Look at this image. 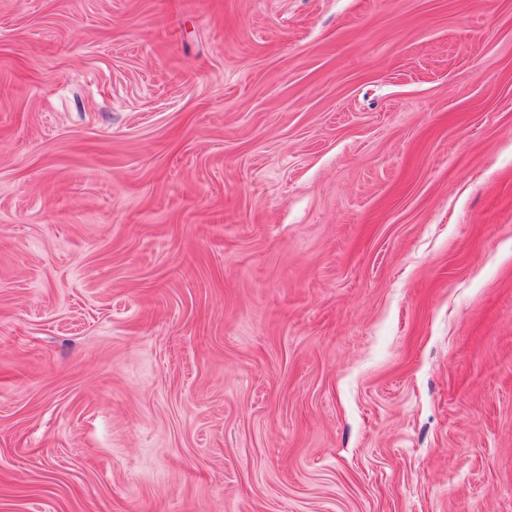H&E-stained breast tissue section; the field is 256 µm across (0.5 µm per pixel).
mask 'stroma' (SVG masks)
<instances>
[{"label": "stroma", "mask_w": 512, "mask_h": 512, "mask_svg": "<svg viewBox=\"0 0 512 512\" xmlns=\"http://www.w3.org/2000/svg\"><path fill=\"white\" fill-rule=\"evenodd\" d=\"M0 512H512V0H0Z\"/></svg>", "instance_id": "1"}]
</instances>
